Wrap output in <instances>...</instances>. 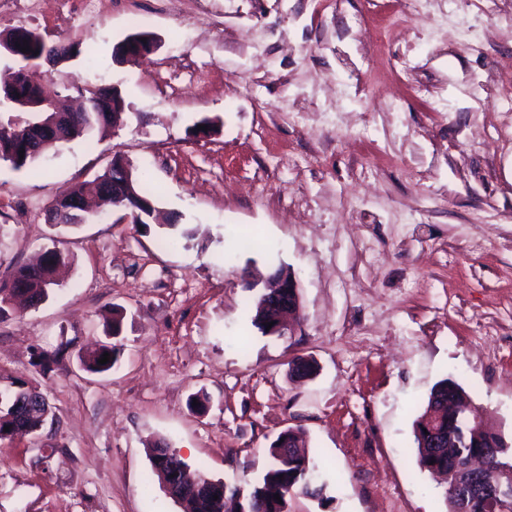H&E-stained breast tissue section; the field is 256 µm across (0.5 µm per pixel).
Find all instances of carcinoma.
<instances>
[{"mask_svg":"<svg viewBox=\"0 0 512 512\" xmlns=\"http://www.w3.org/2000/svg\"><path fill=\"white\" fill-rule=\"evenodd\" d=\"M0 41L14 46V58L28 63L41 57L44 44L35 37V33L27 29H14L0 33ZM29 50L22 51V48ZM81 93L89 99L102 101L99 112H78L70 121L59 120L53 133L43 139L39 151L34 154H24L29 130L42 126L54 120L57 112L40 94L37 87L31 85L23 72H18L11 88L0 91V97L25 99L30 106L24 111L30 113V118L22 124L11 121H0V160L10 163L16 170H28L38 175L39 159L50 151L58 150L60 146L79 138H88L96 131H104L112 126V116L120 115L123 110V98L115 89H83ZM133 195L142 206L137 210H128L132 222L147 223L143 204L156 203L153 187L148 179L133 177ZM56 268L49 262L36 270L25 265L14 266L6 274L0 276V321L12 315L7 300L12 293L23 286L30 289L32 303L41 305L46 302L57 286L55 280ZM262 288L254 295L253 316L254 325L265 334L272 333L268 329L262 313L264 294ZM125 319L123 309L112 310V317L107 320L104 332L109 340L102 346V352L79 356L83 368L93 374L110 371L123 355L121 334ZM109 354V361L98 363L103 354ZM316 373V362L312 358L298 357L289 364V375L308 378ZM27 383L14 381L7 388H0V430L11 425V414L19 396L24 392ZM465 399L463 388L453 379L444 378L431 389L423 412L414 422V444L417 448L416 462L420 470L437 476L445 486H450L465 471L470 459L475 456L484 457L487 470L486 476L505 486L512 485V461L507 459V448L503 437L486 425L477 423L480 417L477 407L464 411L458 403ZM438 428L448 433L444 448L438 452L430 450L425 431ZM304 433L288 428L281 431L269 448L270 463L255 482L235 481L224 483L227 496L237 499V508L241 512H288L289 499L294 494L315 498L321 502L329 500L325 496V485L317 484L315 466L311 465L308 456L299 449ZM288 439V447L292 453L283 457L280 439ZM200 488L197 494L182 504L183 512H224L226 505L223 495L214 491L215 484L209 482V477L198 475ZM280 499H274V495ZM447 512H490V506L483 501H475L463 506L457 499L445 496Z\"/></svg>","mask_w":512,"mask_h":512,"instance_id":"carcinoma-1","label":"carcinoma"}]
</instances>
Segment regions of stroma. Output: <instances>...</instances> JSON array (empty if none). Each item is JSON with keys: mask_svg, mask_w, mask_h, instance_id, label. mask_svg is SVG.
<instances>
[{"mask_svg": "<svg viewBox=\"0 0 512 512\" xmlns=\"http://www.w3.org/2000/svg\"><path fill=\"white\" fill-rule=\"evenodd\" d=\"M422 2L0 0V31L78 49L40 76L59 107L88 85L125 102L41 176L0 161V273L54 247L73 259L47 302L0 322V387L31 381L51 407L43 449L0 443V512H181L149 478V440L252 480L289 426L330 497L290 512H446L413 424L447 377L512 445V0ZM135 32L155 49L113 62ZM116 155L176 226L46 222ZM280 266L304 315L284 337L252 325L242 281ZM114 306L124 353L88 373L79 355ZM301 355L319 372L294 383Z\"/></svg>", "mask_w": 512, "mask_h": 512, "instance_id": "1", "label": "stroma"}]
</instances>
